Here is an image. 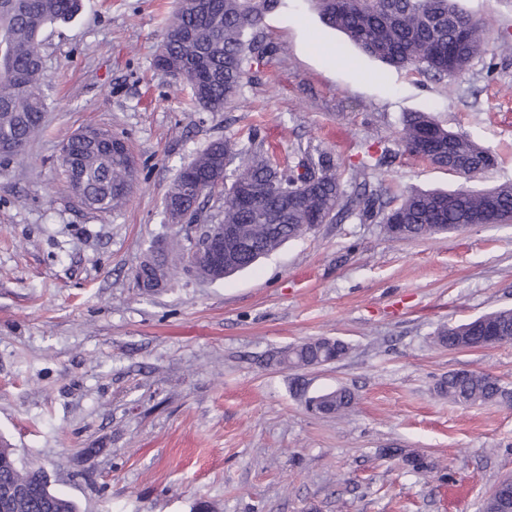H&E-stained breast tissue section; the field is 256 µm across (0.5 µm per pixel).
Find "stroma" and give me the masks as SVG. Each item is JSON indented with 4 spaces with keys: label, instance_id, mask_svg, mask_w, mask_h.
<instances>
[{
    "label": "stroma",
    "instance_id": "stroma-1",
    "mask_svg": "<svg viewBox=\"0 0 512 512\" xmlns=\"http://www.w3.org/2000/svg\"><path fill=\"white\" fill-rule=\"evenodd\" d=\"M486 51L438 79L362 53L310 0H281L264 32L281 54L233 107L204 112L155 67L175 0H82L41 33L42 134L0 163V437L79 512H481L512 476V402L463 406L449 373L512 385V342L450 350L444 324L512 308V224L395 240L380 220L323 224L254 267L177 274L145 294L134 272L162 239L164 198L212 140L266 132L283 159L334 153L351 198L512 183V0H456ZM428 112L496 155L466 177L407 155L403 119ZM87 126L123 138L138 180L117 212L85 207L59 163ZM390 166L352 170L371 144ZM346 357L287 369L310 338ZM350 388L347 412L307 397ZM431 467L410 472L402 453ZM348 345L335 338H314L292 345L272 356L276 365L286 367H319L341 360L348 353Z\"/></svg>",
    "mask_w": 512,
    "mask_h": 512
}]
</instances>
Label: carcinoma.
<instances>
[{
  "label": "carcinoma",
  "instance_id": "cac0c4a2",
  "mask_svg": "<svg viewBox=\"0 0 512 512\" xmlns=\"http://www.w3.org/2000/svg\"><path fill=\"white\" fill-rule=\"evenodd\" d=\"M279 0H177L167 26L160 54L184 63V75L174 79L191 91V103L207 112H221L241 91L250 73L268 65L280 48L267 40L263 19ZM324 21L344 33L365 54L390 65L408 67L419 74L454 78L478 56L482 46L479 22L451 4V0H312ZM82 6V0H0V143L21 153L41 129L47 111L43 95L41 42L43 27L65 22ZM401 141L405 151L416 156H451L458 168L473 176L495 164L491 152L461 133H451L427 112L404 118ZM71 191L99 211H118L125 204L130 155L112 148V137L89 127L82 136L66 140ZM392 157L386 147H367L353 164L356 169L382 167ZM203 181L224 179L225 224H241L251 236L256 251L270 252L280 242L254 227L249 209L235 201L238 179L250 186L276 180L299 192L308 179L317 181V191L288 208V236L306 232L311 212L323 213L322 223L332 224L356 212L362 221L381 217L395 239H419L458 230L467 224H498L512 216V184L491 190L421 191L401 202L382 196H364L358 204L345 200V190L334 156L323 149L304 151L282 167L271 159L265 139L253 132L248 146L238 148L216 139L189 163ZM176 275L167 259L135 272L136 285L145 293L164 287ZM489 336L512 340V308L457 325H442L435 331L438 343L450 350L480 347ZM348 353V345L335 338H314L292 345L272 356L276 365L307 367L330 364ZM437 392L461 404H483L512 397L500 379L477 371L448 375ZM354 394L347 388L321 392L309 398V409L320 415L348 411ZM12 445L0 439V512H44L43 499H52L55 512H78L74 501L46 490L38 470L14 464Z\"/></svg>",
  "mask_w": 512,
  "mask_h": 512
}]
</instances>
